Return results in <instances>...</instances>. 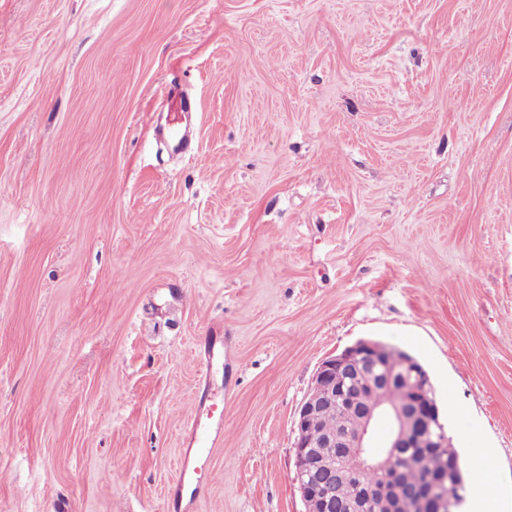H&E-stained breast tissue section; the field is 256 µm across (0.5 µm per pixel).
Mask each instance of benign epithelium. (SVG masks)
Masks as SVG:
<instances>
[{"instance_id": "benign-epithelium-1", "label": "benign epithelium", "mask_w": 512, "mask_h": 512, "mask_svg": "<svg viewBox=\"0 0 512 512\" xmlns=\"http://www.w3.org/2000/svg\"><path fill=\"white\" fill-rule=\"evenodd\" d=\"M383 348L382 342L363 340L325 359L315 375V395L303 401L293 420V481L307 504L306 512H336V483L343 476V473L334 470H321L310 449L337 448L343 456L352 458L360 471L377 470L386 474L382 484L362 487L356 512H368L372 500L398 491V487L389 485V482L393 481L390 473L401 449L422 441L431 433L433 426L440 425L439 409L431 395L428 374L415 360L404 361L398 374L379 371ZM352 370L357 372L360 385L376 392L388 389L399 375L410 379V397L406 406H394L382 398L371 404L355 397L354 391L346 387L342 380V375ZM346 405L360 410L364 427L358 434L343 438L337 433L314 441L318 436L316 415L320 410ZM379 420L388 421L390 430L385 443L376 448L371 436ZM414 495L419 498L425 512H456L459 504V500L451 495L436 500L431 492L424 489L415 490Z\"/></svg>"}]
</instances>
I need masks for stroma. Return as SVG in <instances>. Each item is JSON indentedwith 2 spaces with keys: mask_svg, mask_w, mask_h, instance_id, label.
I'll list each match as a JSON object with an SVG mask.
<instances>
[{
  "mask_svg": "<svg viewBox=\"0 0 512 512\" xmlns=\"http://www.w3.org/2000/svg\"><path fill=\"white\" fill-rule=\"evenodd\" d=\"M212 336L192 512H304L292 423L360 340L512 512V0H0V512H170ZM168 100V112L173 116V119L170 122V128L178 135L182 117H185L188 112H194V108L197 107V104H194L192 99L176 88H171L169 90ZM223 420V409L219 411L218 402L205 396L203 393L194 398L193 413L191 417L188 447L184 459L179 466V481L173 496V506L179 509L188 508L186 502L182 505L184 493L180 486L185 478L195 481V490L203 487L202 470L206 459L208 448L215 447L222 437L221 423ZM180 495L181 500L176 499ZM468 465L478 474L480 488L477 494L471 497L468 512H498L495 501L484 493V487H491L497 482V471L475 447L461 448Z\"/></svg>",
  "mask_w": 512,
  "mask_h": 512,
  "instance_id": "obj_1",
  "label": "stroma"
}]
</instances>
